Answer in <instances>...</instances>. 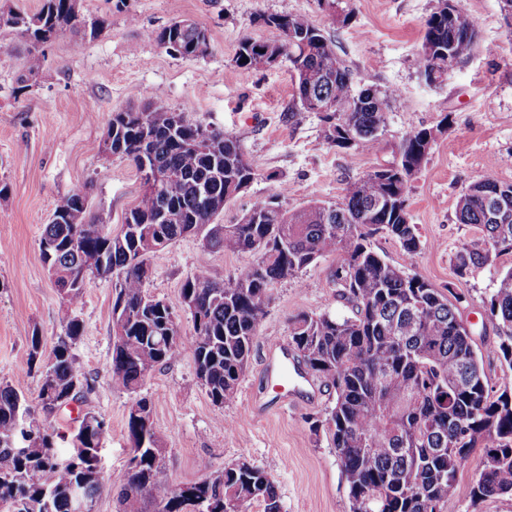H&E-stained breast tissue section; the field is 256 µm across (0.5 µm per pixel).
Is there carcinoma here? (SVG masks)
<instances>
[{
	"mask_svg": "<svg viewBox=\"0 0 512 512\" xmlns=\"http://www.w3.org/2000/svg\"><path fill=\"white\" fill-rule=\"evenodd\" d=\"M77 0H43L34 12L0 8V33L17 34L27 43L20 90L43 70L40 43L68 30L96 36L104 22L86 23L75 11ZM264 22L288 34V59L299 112H318L325 138L340 149L357 144L376 147L386 115L398 94L393 89L355 87L351 70L338 57L333 42L303 17L271 14ZM478 20L458 8L448 15L431 14L424 24L423 44L437 47L420 56L421 75L429 85L448 80V46L476 44ZM199 24L183 19L148 33L159 44L184 52L200 37ZM266 42L245 38L234 62L247 71L270 68L262 53ZM175 124L148 129L142 112H114L105 137L110 152L142 171V161L160 176L157 189L143 188L126 213V230L110 236L87 212L83 192L64 196L44 226L40 245L53 246L41 261L55 267V286L64 306L65 335L58 337L49 359L33 332L28 342V370L41 374L36 406L43 419L31 415L28 399L0 383V512H75L74 495L92 512L102 483L88 461L89 451L103 447L107 423L86 411L64 460L53 452L48 419L64 402L77 401L87 380L76 366L73 345L83 326L74 315L94 276L116 279L112 306L115 334L112 387L137 392L155 368L182 343L174 328V312L148 294L151 257L188 235L205 232L211 250L250 254L253 261L224 280L200 267L182 285L190 298L193 351L198 379L211 402L222 407L237 393L271 287L316 259L336 255L334 278L344 288L353 316L299 312L290 320V340L302 363L333 390L325 430L336 448L347 483L350 512H443L457 490L458 473L477 448L482 456L470 489L471 504L512 497V386L492 393L482 360L457 307L425 279L376 252L369 237L384 233L406 256L418 252L416 225L407 222L412 182L421 171V149L429 129L407 133L399 160L388 176L374 171L351 181L342 201H311L295 211L283 207L285 189L244 210L250 219L215 224V216L240 194L243 182L256 178L234 135L210 131V143L196 140L201 125L173 112ZM456 216L482 232L478 247L457 254V271L512 253V183L489 176L474 180L461 194ZM495 326V349L512 367V268L501 274L487 299ZM128 412L127 432L135 467L112 476L124 512H278L280 497L263 469L224 466L193 483L191 497L175 493L164 449L151 421L150 403L135 400Z\"/></svg>",
	"mask_w": 512,
	"mask_h": 512,
	"instance_id": "cac0c4a2",
	"label": "carcinoma"
}]
</instances>
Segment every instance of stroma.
<instances>
[{
    "instance_id": "35a3bbf8",
    "label": "stroma",
    "mask_w": 512,
    "mask_h": 512,
    "mask_svg": "<svg viewBox=\"0 0 512 512\" xmlns=\"http://www.w3.org/2000/svg\"><path fill=\"white\" fill-rule=\"evenodd\" d=\"M437 0H350L352 17L339 24L318 0H81L86 20L106 27L75 47L71 33L45 49L47 62L31 87L18 91L23 40L0 36V382L35 400L39 372L27 369L28 340L43 338L51 353L64 335L60 295L40 258V238L57 203L83 191L98 223L120 231L136 203L141 179L128 160L104 156L103 140L113 113L138 109L143 91L153 105L185 113L192 122L236 135L257 169L246 192L217 216L236 223L243 210L287 186L285 207L298 210L313 200L336 202L348 182L391 162L406 133L445 126L427 162L412 183L409 221L421 246L407 258L383 233L371 237L374 250L406 266L435 288L460 295L458 315L468 328L493 386L512 381V369L494 351L495 328L484 301L499 273L512 268V254L456 271V255L481 238L479 228L459 223L456 204L473 180L489 176L512 183V24L500 0H459L480 22V47L446 82L429 86L418 73L423 23ZM270 14L308 19L335 43L359 87L396 90L378 147H331L319 113L292 112L293 83L288 60L259 72L234 64L240 42L278 40L263 22ZM190 19L210 36L208 53L181 58L151 39L172 21ZM249 255L213 251L201 237L178 239L151 259L148 291L175 312L180 336L193 332L180 289L187 277L207 266L232 278ZM336 258L326 255L296 276L276 283L254 338L237 395L214 406L197 375L192 351L179 346L158 366L138 394L114 389L111 279L89 283L75 314L83 333L74 347L77 365L90 388L82 401L51 419L54 450L62 457L84 411L102 415L108 432L101 450L104 488L93 512H118L110 482L131 453L126 421L136 396L150 400L151 420L175 484L199 481L205 470L220 471L241 459L268 472L280 496L281 512H350L348 487L335 448L311 432L308 417H323L333 401L319 377L292 390L288 400L264 380L266 353L290 341L289 320L299 312L344 317L351 306L333 279ZM481 459L473 452L459 471L457 493L446 512H512V498L471 504L470 487Z\"/></svg>"
}]
</instances>
